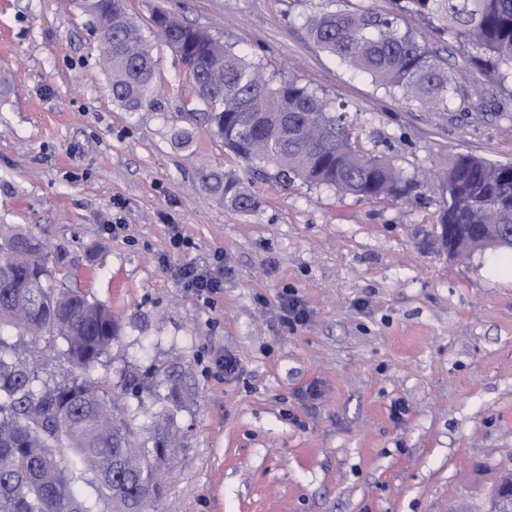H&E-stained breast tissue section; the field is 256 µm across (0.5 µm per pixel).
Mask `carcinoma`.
I'll return each mask as SVG.
<instances>
[{"label":"carcinoma","mask_w":512,"mask_h":512,"mask_svg":"<svg viewBox=\"0 0 512 512\" xmlns=\"http://www.w3.org/2000/svg\"><path fill=\"white\" fill-rule=\"evenodd\" d=\"M389 7L324 11L310 19V34L329 54L400 95L407 104L448 103L455 79L429 42L405 22L425 25L437 38L465 51L464 60L512 79V0H388ZM92 21L112 14V28L97 29L101 62L113 99L128 112L155 92L153 46L115 0H81ZM188 62L216 111L201 119L249 168L272 166L275 178L334 189L361 199L422 201V181L390 161L363 151L344 103L335 104L299 80H279L264 66L180 21ZM512 164L459 153L448 166L440 223L483 224L499 207L512 224V183L501 172ZM200 181L224 206L239 213L259 202L236 175L203 166ZM50 254L20 224H0V512H153L164 495L155 474L173 462V418L157 422L151 446H136L130 419L90 372L119 334L112 310L78 287L51 284ZM29 336V344L11 332ZM60 339L71 365L51 379L39 374L42 341ZM122 461L121 472L113 465ZM89 483L96 496L84 497Z\"/></svg>","instance_id":"1"}]
</instances>
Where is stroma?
<instances>
[{"label":"stroma","mask_w":512,"mask_h":512,"mask_svg":"<svg viewBox=\"0 0 512 512\" xmlns=\"http://www.w3.org/2000/svg\"><path fill=\"white\" fill-rule=\"evenodd\" d=\"M346 4L386 2L123 0L157 59L155 97L129 112L73 0H0V222L32 230L57 280L119 317L91 376L140 443L173 416L160 512H498L512 478V278L494 251L455 257L438 238L452 157L512 162V87L452 58V103L405 105L310 37V16ZM160 8L347 104L362 150L423 178L426 204L246 170L189 120V75L155 35ZM204 165L240 176L258 209H225ZM172 224L186 246L172 247ZM189 263L223 292L183 287ZM291 297L304 324L283 321Z\"/></svg>","instance_id":"obj_1"}]
</instances>
